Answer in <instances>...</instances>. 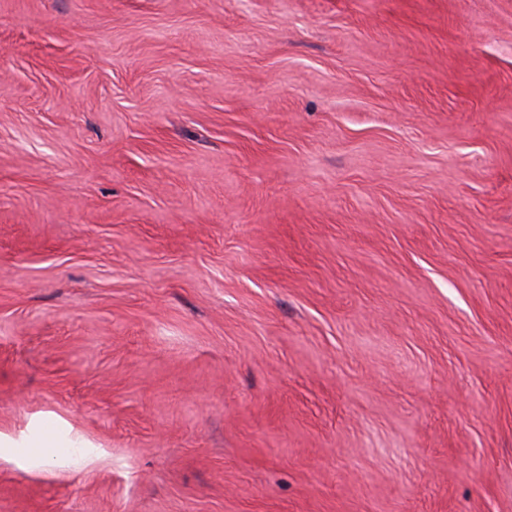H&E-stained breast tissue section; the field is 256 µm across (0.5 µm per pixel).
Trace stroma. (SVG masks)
I'll return each mask as SVG.
<instances>
[{
	"instance_id": "35a3bbf8",
	"label": "stroma",
	"mask_w": 512,
	"mask_h": 512,
	"mask_svg": "<svg viewBox=\"0 0 512 512\" xmlns=\"http://www.w3.org/2000/svg\"><path fill=\"white\" fill-rule=\"evenodd\" d=\"M0 512H512V0H0Z\"/></svg>"
}]
</instances>
